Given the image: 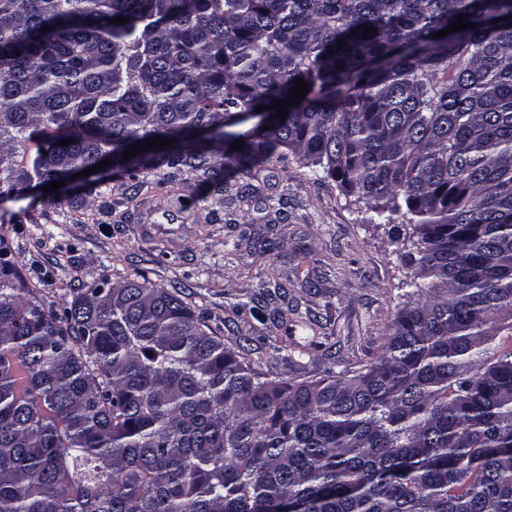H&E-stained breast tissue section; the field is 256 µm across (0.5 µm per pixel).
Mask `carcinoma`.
<instances>
[{
	"label": "carcinoma",
	"mask_w": 512,
	"mask_h": 512,
	"mask_svg": "<svg viewBox=\"0 0 512 512\" xmlns=\"http://www.w3.org/2000/svg\"><path fill=\"white\" fill-rule=\"evenodd\" d=\"M298 79L285 120L236 119ZM281 148L406 207L381 353L276 380L147 281L47 308L0 246V512H512V0H0L14 184L111 160L219 189Z\"/></svg>",
	"instance_id": "1"
}]
</instances>
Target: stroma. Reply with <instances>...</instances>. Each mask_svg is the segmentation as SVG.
Masks as SVG:
<instances>
[{
  "instance_id": "stroma-1",
  "label": "stroma",
  "mask_w": 512,
  "mask_h": 512,
  "mask_svg": "<svg viewBox=\"0 0 512 512\" xmlns=\"http://www.w3.org/2000/svg\"><path fill=\"white\" fill-rule=\"evenodd\" d=\"M132 182L75 187L52 207L41 188L0 183V239L45 303L61 306L94 279L139 277L178 292L226 346L285 381L338 376L379 355L407 300L413 247L365 200L286 149L260 172L255 203L240 201L231 175L222 191L186 190L185 210L152 182L127 201ZM279 197L283 209L265 207ZM274 276L280 295L253 306Z\"/></svg>"
}]
</instances>
